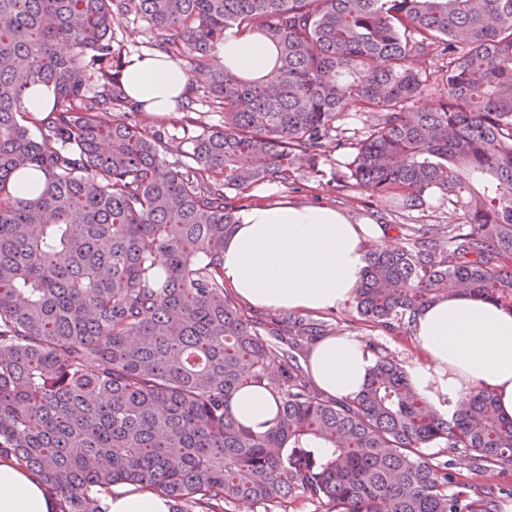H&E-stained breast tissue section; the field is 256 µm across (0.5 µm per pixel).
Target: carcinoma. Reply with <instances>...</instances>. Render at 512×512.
<instances>
[{
	"label": "carcinoma",
	"mask_w": 512,
	"mask_h": 512,
	"mask_svg": "<svg viewBox=\"0 0 512 512\" xmlns=\"http://www.w3.org/2000/svg\"><path fill=\"white\" fill-rule=\"evenodd\" d=\"M127 14L207 75L186 108L223 123L179 139L133 119L112 35ZM228 30L275 46L263 78L217 65ZM36 83L53 99L30 112ZM438 86L439 109L411 111ZM353 110L371 124L345 142L336 123ZM178 140L190 150L169 163ZM332 143L352 150L338 188L407 210L437 188L465 219L396 225L401 243L368 255L359 316L400 334L450 294L512 308V0H0V458L59 512H104L118 483L172 512L297 491L331 512H498L448 491L455 463L425 453L512 469L491 392L448 417L379 354L360 394L326 399L297 353L327 324L264 323L224 293L235 199L321 175ZM19 172L43 177L37 198L15 195ZM247 388L277 401L262 434L230 409Z\"/></svg>",
	"instance_id": "1"
}]
</instances>
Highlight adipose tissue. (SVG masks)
I'll use <instances>...</instances> for the list:
<instances>
[{
    "label": "adipose tissue",
    "instance_id": "adipose-tissue-1",
    "mask_svg": "<svg viewBox=\"0 0 512 512\" xmlns=\"http://www.w3.org/2000/svg\"><path fill=\"white\" fill-rule=\"evenodd\" d=\"M273 47L260 37L226 33L218 64L243 75L263 74ZM125 87L147 111L174 112L189 77L160 54H135L123 69ZM364 224L336 209L285 203L240 212L224 243V280L254 308L318 313L348 300L367 268ZM425 364L410 371L413 387L439 410L451 411L461 393L485 389L503 417L512 418V309L455 296L430 304L414 323ZM374 360L359 339L330 336L312 351L310 374L321 391L346 400L358 395ZM234 416L257 433L267 431L276 405L264 389L239 391ZM170 499L157 490L122 483L105 500L107 512H170ZM58 498L30 470L0 460V512H57Z\"/></svg>",
    "mask_w": 512,
    "mask_h": 512
}]
</instances>
